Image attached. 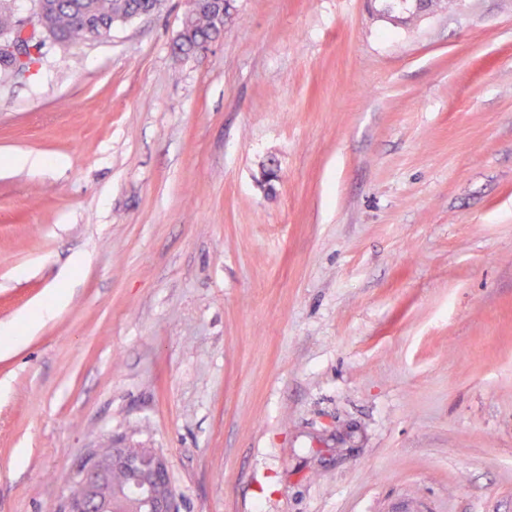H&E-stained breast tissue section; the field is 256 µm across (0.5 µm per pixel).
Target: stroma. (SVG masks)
<instances>
[{"label":"stroma","instance_id":"stroma-1","mask_svg":"<svg viewBox=\"0 0 512 512\" xmlns=\"http://www.w3.org/2000/svg\"><path fill=\"white\" fill-rule=\"evenodd\" d=\"M234 5L0 79V512L138 444L179 512H512V0ZM190 2L184 21V33L176 42L177 49L184 54L193 53L202 43L204 44L197 49L201 51L208 48L213 42L206 41L221 36L232 14L230 0H191ZM384 7L379 12L383 15H388L393 18L391 20L407 24L417 18L420 13L432 6L433 0L423 2L422 6L416 4V0H384ZM399 11V14H407L406 16L392 15V13Z\"/></svg>","mask_w":512,"mask_h":512}]
</instances>
